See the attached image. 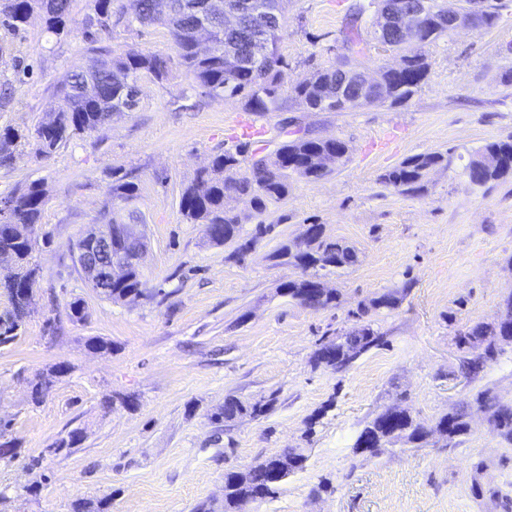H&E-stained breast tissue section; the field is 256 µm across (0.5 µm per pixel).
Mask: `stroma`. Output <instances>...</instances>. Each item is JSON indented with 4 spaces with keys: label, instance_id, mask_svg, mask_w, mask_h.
<instances>
[{
    "label": "stroma",
    "instance_id": "1",
    "mask_svg": "<svg viewBox=\"0 0 512 512\" xmlns=\"http://www.w3.org/2000/svg\"><path fill=\"white\" fill-rule=\"evenodd\" d=\"M352 0H289L288 27L278 53L285 88L279 111L255 117L267 129L264 154L297 135L339 138L345 164L318 180L296 179L285 200L264 216L238 203L240 234L274 223L243 261L234 243L211 244L203 225L181 213L180 199L211 156L235 144L240 100L212 97L175 60L168 29L120 24L90 41L82 34L55 40L39 16L16 33L0 28V83L12 102L0 129L33 131L55 108L56 82L84 67L92 46L116 54L170 58L171 75L139 81L130 112L50 156L25 146L13 167L0 168V198L39 180L46 190L34 310L25 332L0 346V419L9 421L20 461L0 462V512H71L78 498L112 500V512H193L202 501L221 508L224 474L243 470L287 448L305 449L304 469L288 475L278 494L241 512H502L475 486L512 495V449L489 430L472 395L489 388L512 401V345L475 375L463 362L455 334L498 319L512 292V174L472 187L465 170L489 142L512 138V0L497 26L461 30L428 46L430 73L406 104H377L350 112H308L289 88L311 71L335 67L339 33ZM447 152L424 192L385 187L381 174L420 153ZM130 173L139 190L110 204L113 171ZM143 222L147 298L130 304L100 299L74 268L70 245L105 209ZM355 247V266L321 271L340 305L312 309L282 295L299 270L274 260L282 243L305 225ZM392 292L398 304L373 312L382 346L345 369L313 367L321 343L353 327L352 311ZM82 299L88 319L68 316ZM110 339L112 351L89 349V337ZM64 362L49 397L33 405L26 378ZM114 395L102 410V395ZM132 394L136 408L121 396ZM273 400L256 419L214 423L225 400ZM406 408L432 425L466 408L472 432L458 448L430 436L420 447L393 444L375 458L354 455L365 423L388 407ZM85 440L67 456L44 448L73 429ZM41 457L38 494L23 458Z\"/></svg>",
    "mask_w": 512,
    "mask_h": 512
}]
</instances>
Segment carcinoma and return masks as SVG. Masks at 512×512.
Segmentation results:
<instances>
[{
    "label": "carcinoma",
    "mask_w": 512,
    "mask_h": 512,
    "mask_svg": "<svg viewBox=\"0 0 512 512\" xmlns=\"http://www.w3.org/2000/svg\"><path fill=\"white\" fill-rule=\"evenodd\" d=\"M72 0H0V27L18 31L28 23L34 11L43 17L46 31L55 38H66L80 28L87 35L106 33L112 26L125 19L121 0H93V5L81 20L72 17ZM139 10L136 20L142 25L160 24L168 28L179 62L192 75L195 82L209 94L221 97H237L244 111L262 114L281 108V89L284 84L283 62L277 56V42L288 27V17L279 14L267 18L272 29V63L250 57L251 20L241 18L233 27H224V16L212 20L214 48L209 54L200 53L192 37L197 22L196 7L206 0H137ZM485 4L486 28L494 27L500 18L501 0H483ZM389 0H358L352 5L351 18L341 35L345 50L343 64L359 69L358 58L365 55L369 33L366 17L387 8ZM447 7L444 0H429L428 16L417 36V44L429 45L448 36ZM96 57L79 71L64 74L59 81L58 108L38 124L34 131L36 151L48 156L60 145L76 135L90 134L112 121L120 112H130L138 104V82L150 76L158 82L168 78L169 62L157 55H119L102 57V50L93 49ZM407 55L405 67L396 74L384 68L380 73L391 89L390 105L408 101L422 86L430 72L427 55L403 49ZM342 80L336 69H316L301 82L291 87V97L310 112H349L358 108L354 103L357 91L349 88L338 97L328 88ZM29 136L10 127L0 130V167L11 166L18 147L26 144ZM253 142L237 140L236 144L215 154L210 165L201 171L184 190L180 208L191 224H202L209 242L224 244L239 236V220L235 214V203L246 201L258 216L267 211L269 205L284 200L289 193L292 180H316L325 176L317 158L323 154L341 152L346 143L339 139H321L308 134L280 144L277 154L262 156L252 149ZM250 158L249 174L240 177L238 169L244 158ZM449 164L448 154L441 152L421 153L409 156L398 165L380 175L379 180L401 194H418L426 187L429 174ZM512 174V139L491 142L479 150L467 168L469 183L484 187L492 181ZM137 184L124 174L112 180L108 194L112 202H127L135 197ZM9 208L0 211V255L11 263L16 279L0 282V291L10 299V308L0 316V345L13 342L25 329L29 313L27 302L20 296L22 288H32L39 270L38 253L40 243L50 239H19L13 233V225L30 224L41 226L46 195L43 185L33 182L7 197ZM276 225H255L250 239L239 244L233 257L241 260L260 239L274 232ZM312 235L307 244L296 246L285 243L273 254V258L308 274L280 285L283 294L304 302V297L313 288H318V273L326 268L353 266L358 262L357 250L339 240H330L323 234L320 224H311ZM146 282L139 266L129 265L122 278L112 284L96 282L95 293L103 300L126 303L146 296ZM398 303L393 293H384L358 308L359 323L345 333V341L336 344L328 341L315 350L312 362L316 367L339 371L369 350L382 343L383 336L374 328L370 311L391 309ZM504 313L493 324L478 323L458 332L454 340L458 348L466 349L474 344L484 346L482 359L467 362L471 373L492 362L505 345L512 344V292L504 299ZM32 404L44 402L51 391L50 381L34 377L27 381ZM476 406L485 415L490 431L501 442L512 447V402H504L489 389H480L473 398ZM273 400L244 403L231 398L211 419L217 422L248 414L263 417L272 409ZM450 447L463 443L470 434L468 414L462 409H453L440 416L432 426L417 422L401 408L387 409L369 421L358 435L354 452L378 457L387 446L398 440L418 445L426 441L434 430ZM84 434L74 429L44 450L49 456L67 455L79 447ZM305 449H295L285 463L280 475L272 473V461L267 458L247 471L224 473V512H237L244 502L263 501L278 492L280 484L289 474L305 466ZM476 494L489 498L509 512L512 498L498 488L483 489L474 484ZM72 512H110V499L78 498L72 503Z\"/></svg>",
    "instance_id": "cac0c4a2"
}]
</instances>
